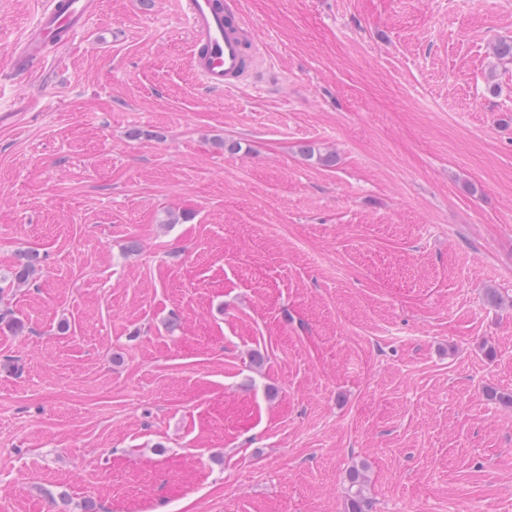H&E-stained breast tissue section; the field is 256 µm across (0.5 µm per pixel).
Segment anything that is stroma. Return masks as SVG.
<instances>
[{"label":"stroma","instance_id":"obj_1","mask_svg":"<svg viewBox=\"0 0 512 512\" xmlns=\"http://www.w3.org/2000/svg\"><path fill=\"white\" fill-rule=\"evenodd\" d=\"M180 3L0 45V512H512V0ZM193 34V67L207 88L224 91L250 85V73L266 55L252 38L240 0H183ZM348 512H367L366 480L362 469L353 468L348 476Z\"/></svg>","mask_w":512,"mask_h":512}]
</instances>
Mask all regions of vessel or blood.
<instances>
[{"mask_svg":"<svg viewBox=\"0 0 512 512\" xmlns=\"http://www.w3.org/2000/svg\"><path fill=\"white\" fill-rule=\"evenodd\" d=\"M96 8V0H46L23 38L11 45L17 64L40 61L47 47L67 46ZM183 12L193 34V67L201 83L218 91L248 84L266 51L250 34L241 0H183Z\"/></svg>","mask_w":512,"mask_h":512,"instance_id":"vessel-or-blood-1","label":"vessel or blood"}]
</instances>
